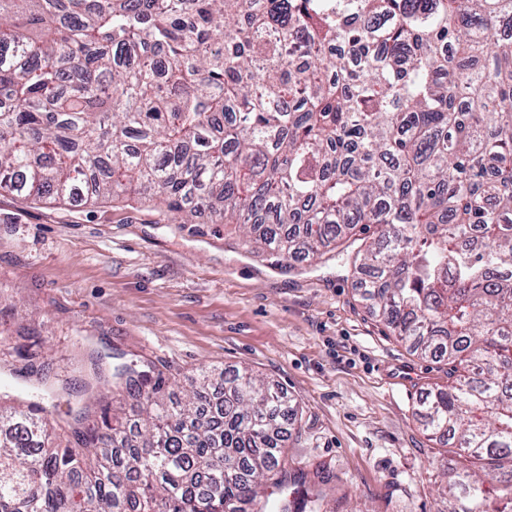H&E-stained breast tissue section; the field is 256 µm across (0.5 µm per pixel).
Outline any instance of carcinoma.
Masks as SVG:
<instances>
[{"label":"carcinoma","mask_w":512,"mask_h":512,"mask_svg":"<svg viewBox=\"0 0 512 512\" xmlns=\"http://www.w3.org/2000/svg\"><path fill=\"white\" fill-rule=\"evenodd\" d=\"M512 0H0V189L148 200L244 226L283 262L352 254L374 313L448 384L425 426L455 449L454 512H512ZM26 366L30 389L53 397ZM108 437L0 407V512H322L259 499L297 410L248 370ZM120 443L116 455L106 439Z\"/></svg>","instance_id":"obj_1"}]
</instances>
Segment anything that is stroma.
<instances>
[{
  "mask_svg": "<svg viewBox=\"0 0 512 512\" xmlns=\"http://www.w3.org/2000/svg\"><path fill=\"white\" fill-rule=\"evenodd\" d=\"M93 351L109 372L157 365L179 396L228 365L278 384L299 412L289 469L331 475L326 512H449L454 450L417 416L448 367L369 313L346 256L277 265L206 210L182 224L153 205L0 191V361L35 355L70 390L62 421L85 398ZM88 401L91 423L136 417L111 388Z\"/></svg>",
  "mask_w": 512,
  "mask_h": 512,
  "instance_id": "35a3bbf8",
  "label": "stroma"
}]
</instances>
